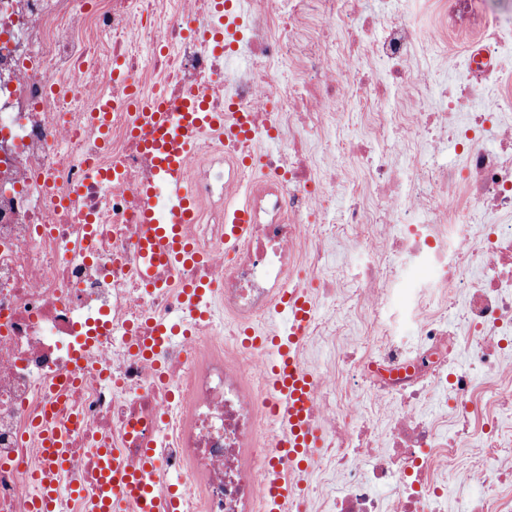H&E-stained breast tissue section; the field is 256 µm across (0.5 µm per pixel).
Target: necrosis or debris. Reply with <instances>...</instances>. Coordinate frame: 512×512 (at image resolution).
I'll return each instance as SVG.
<instances>
[{
	"instance_id": "necrosis-or-debris-1",
	"label": "necrosis or debris",
	"mask_w": 512,
	"mask_h": 512,
	"mask_svg": "<svg viewBox=\"0 0 512 512\" xmlns=\"http://www.w3.org/2000/svg\"><path fill=\"white\" fill-rule=\"evenodd\" d=\"M428 8L443 36L440 57L482 74L497 106L471 108L468 81L412 77L419 28L393 12L361 15L359 0H288L284 9L251 0L246 14L226 0L220 17L210 0H193L189 13L169 0H92L80 10L74 0H0V512H27L28 477L46 463L30 420L50 402L47 385L67 376L78 383L55 402L72 450L64 479L83 480L86 498L97 493L86 477L102 445L133 464L150 437L162 466L156 495L168 492L165 468L190 462L207 485L187 484L183 512H269L271 469L292 467L276 460L279 434L264 427L269 354L238 333L269 314L300 269L376 339L373 351L343 353L333 373L311 374L310 423L342 475L329 512H447L448 484L512 486V466L498 465L512 450V428L500 421L512 409V384L500 378L512 355V125L501 111L512 104V0H430ZM191 18L231 30L223 53L186 37ZM244 49L251 66L227 85L225 63ZM367 59L386 71L364 67ZM282 69L295 86L281 83ZM131 85L174 102L196 93L225 124L197 133L183 169L196 196L187 232L210 261L152 291L137 277L135 230L138 190L157 175L131 133ZM359 101L375 109L340 148L356 158L378 147L367 172L373 195L351 189L346 212L370 261L341 297L340 278L324 272L323 242L336 227L314 220L340 183L317 175L309 153L315 141L331 146L337 105ZM104 105L105 136L93 122ZM414 134L431 147L450 141L454 162L415 161L398 174L397 153ZM268 136L283 144L280 154H261ZM252 154L264 174L243 186L238 171ZM238 194L251 223L228 257L226 202ZM418 211L428 223L412 222ZM422 263L435 269L434 283L389 309L403 267ZM182 279L207 281L224 320L197 319ZM458 299L459 318L448 320ZM403 317L417 321L416 340L399 335ZM162 319L194 329L182 346L160 349L161 383L126 337L150 335ZM438 397L445 415L422 414ZM372 402L386 410L384 428L370 417ZM472 436L480 452L459 463Z\"/></svg>"
}]
</instances>
